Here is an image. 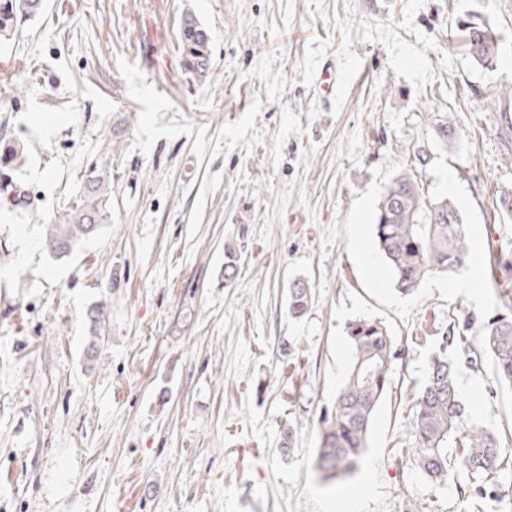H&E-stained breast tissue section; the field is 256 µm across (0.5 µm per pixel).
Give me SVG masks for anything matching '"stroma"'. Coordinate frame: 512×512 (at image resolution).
Instances as JSON below:
<instances>
[{"mask_svg":"<svg viewBox=\"0 0 512 512\" xmlns=\"http://www.w3.org/2000/svg\"><path fill=\"white\" fill-rule=\"evenodd\" d=\"M474 9L501 38L492 71L459 30ZM187 12L210 35L203 82L181 68ZM326 66L332 101L316 89ZM508 85L512 0H47L0 41V137L26 151L23 203L0 200V512H462L455 482L408 468L401 448L441 336L464 314L479 331L512 288L496 206L512 191ZM107 139L108 221L54 259L44 226ZM405 171L453 195L472 254L410 294L373 232ZM473 276L478 295L457 291ZM298 278L312 300L296 319ZM364 317L403 355L364 462L326 482L318 421ZM457 372L470 420L512 433L492 360ZM311 303V291L308 282L303 279L295 280L290 288L289 312L294 318L303 317Z\"/></svg>","mask_w":512,"mask_h":512,"instance_id":"1","label":"stroma"}]
</instances>
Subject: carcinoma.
Segmentation results:
<instances>
[{"mask_svg":"<svg viewBox=\"0 0 512 512\" xmlns=\"http://www.w3.org/2000/svg\"><path fill=\"white\" fill-rule=\"evenodd\" d=\"M44 0H0V39L13 36L38 17ZM472 61L483 69L496 66L501 41L477 11L461 25ZM181 65L197 80L210 69L209 33L190 12L181 20ZM24 150L14 141H0V167L20 169ZM112 193V140L104 141L98 160L85 175L79 198L63 209L57 223L46 225L45 250L54 258L71 255L81 242L101 229L109 217ZM379 251L389 264L396 289L406 294L427 277L466 266L470 245L466 224L456 202L428 196L410 173L396 176L380 197L374 216ZM504 313L484 325L478 341L465 335L469 320L448 330L433 353L428 376L414 397L413 415L405 441L406 464L429 480L448 483L462 475L471 483L463 497V512H481L486 498H494L505 477L512 476V438H504L468 420L457 384V361L475 364L481 353L491 356L499 384L512 386V290L498 289ZM311 303L308 282L298 279L290 288L289 312L303 317ZM351 359L344 382L330 410L318 422L315 468L323 480L345 479L355 473L368 448L370 427L379 404L391 385L401 359L386 327L372 318L348 323ZM453 348L455 357L448 356Z\"/></svg>","mask_w":512,"mask_h":512,"instance_id":"1","label":"carcinoma"}]
</instances>
